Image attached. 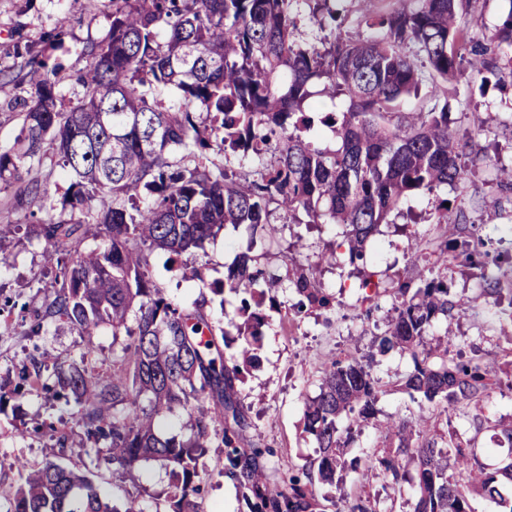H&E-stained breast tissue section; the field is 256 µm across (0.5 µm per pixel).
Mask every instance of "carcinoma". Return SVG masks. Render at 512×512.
Instances as JSON below:
<instances>
[{
    "label": "carcinoma",
    "mask_w": 512,
    "mask_h": 512,
    "mask_svg": "<svg viewBox=\"0 0 512 512\" xmlns=\"http://www.w3.org/2000/svg\"><path fill=\"white\" fill-rule=\"evenodd\" d=\"M331 0H112L106 41L92 51L80 76L84 94L70 111L57 106L63 77L45 62L28 72L30 97L7 105L24 114L14 147L0 152V189L19 184L17 204L47 193L26 164L47 151L72 176L62 196L69 218L39 219L33 232L44 256L60 265L54 296L31 311L30 332L49 319H64L89 340L112 326V378L89 367L92 350L65 367L47 356L30 357L0 376V389L51 395L82 427L89 447L86 473L56 463H20L23 483L5 512H118L88 477L102 463L133 473L154 459L172 465L175 490L168 512H197L190 500L198 487L199 462L213 442L224 445V470L248 512H325L320 485L344 481V449L363 424L376 418L387 393L373 372L374 354L350 353L323 368L319 393L305 399L303 425L315 457L271 481L261 462L265 451L245 447L251 426L237 389L244 372L260 365L258 326L265 290L281 279L260 268L261 256L245 252L212 288L242 294L239 313L253 323L238 354L224 357L225 328L206 311L205 297L192 307L167 301L150 274V256L160 249L179 255L202 247L214 230L245 224L272 244L276 226L266 221L272 203L311 224H338L350 263L366 262V245L407 196L434 192L465 180L462 158L469 137L451 126L449 102L458 100L465 55L481 59L485 76L512 78L497 59L512 53V0L495 34L485 38L465 21L471 0H357L365 5L355 36L331 30L329 48L320 33L325 21L346 17ZM308 7V28L294 14ZM322 93L344 96L342 119L328 113L320 122L339 138L320 148L305 137L314 126L313 108L303 109L315 82ZM414 99L416 112H398ZM267 158L265 168L236 173L227 153ZM95 226L107 233L102 251L82 253L78 241ZM464 265L483 270L479 297L512 325V289L486 273L488 264L512 265V254L480 250L468 237L436 244ZM289 287L298 296L296 314L328 311L333 298L313 270L282 256ZM362 303L366 315L380 283ZM386 330L375 337L379 353L397 348L412 369L400 388L430 404L437 415L473 408L474 436L449 434L438 440L408 422L397 426V442L366 459L364 472L411 488L412 512H474L470 494L512 512V457L497 466L474 452L477 435L491 420L479 413L494 389L497 372L478 358H465L450 341L428 346L427 336L457 304L446 281L404 282ZM135 316V327L127 324ZM126 339H120V336ZM177 407L195 415L187 440L162 437L156 421ZM467 460L448 473V461ZM335 512H379L377 505L343 495Z\"/></svg>",
    "instance_id": "obj_1"
}]
</instances>
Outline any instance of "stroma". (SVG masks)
<instances>
[{"label": "stroma", "mask_w": 512, "mask_h": 512, "mask_svg": "<svg viewBox=\"0 0 512 512\" xmlns=\"http://www.w3.org/2000/svg\"><path fill=\"white\" fill-rule=\"evenodd\" d=\"M112 0H0V152L13 147L23 117L6 108L10 98L28 93L26 74L31 59L47 66L61 67L67 79L60 84L58 97L63 109L76 106L83 96L79 75L92 61L91 50L109 35ZM453 125L470 129L475 147L467 155L471 169L464 183L440 187L408 196L391 223L367 248L372 271L386 282H417L421 270L430 268L437 256L425 251L414 255L409 248L411 234L424 238L456 239L476 233L495 252H512V191L501 188L498 172L512 168V137L502 132L512 121V79L482 85L477 67H470L460 83L458 103L450 114ZM448 202L450 213H465L464 223L438 221L440 202ZM38 203L18 206L13 191H0V224L15 225L16 231L0 246V372L15 368L30 356L49 354L60 364L79 360L85 349H92L94 370L102 378L112 374V329L100 327L92 344H85L63 322L45 323L41 335L29 333V311L41 304L54 284L55 270L47 265L43 244L32 231V212ZM269 223L279 229L278 241L270 248L264 263L278 274H285L283 255H295L304 266H315L316 277L336 300L331 311H316L299 327L288 325L287 312L296 298L291 289L274 288L262 310L261 363L239 384L240 398L249 409L252 422L246 431L250 443L271 449L265 460L270 476L302 466L313 457L315 448L303 431L302 409L306 397L314 395L324 363L357 350L373 353L372 344L384 320L392 315L395 299L387 295L371 317L360 314L358 284L361 274L348 258L333 265L316 266L318 254L335 247L341 240L336 224L308 223L304 213L289 217L278 207H270ZM251 240L246 227H226L203 247L173 255L154 251L150 265L155 280L166 297L181 306H191L203 295H210L207 312L217 324L238 318V295L227 292L211 295L214 283L223 281L224 268ZM448 282V297L458 307L447 320L431 329L428 340L452 337L466 355H479L495 367H502L503 348L512 344V327L503 328L497 316L479 297V271L458 262L442 271ZM374 355V372L390 390L379 403L375 419L364 424L355 443L344 451L348 464L341 488H325L331 497L350 494L393 500L394 512H409L406 497L394 496L392 489L378 479H362L352 463L371 451L388 446L395 427L412 422L427 435L439 436L459 429L465 420L458 412L448 414L447 422L435 418L433 407L414 402L398 390V381L411 369L410 359L391 350ZM53 400L23 397L11 390L0 391V502H7L21 483L19 463L32 465L47 461L73 470L83 468L85 441L74 432L67 449H59L50 436L56 422ZM223 448L210 447L199 469L202 493L197 498L200 512H247L231 483L225 480ZM94 482L117 505L135 500L139 512H166V496L172 492L170 466L147 461L133 474L125 475L109 464L94 471Z\"/></svg>", "instance_id": "stroma-1"}]
</instances>
